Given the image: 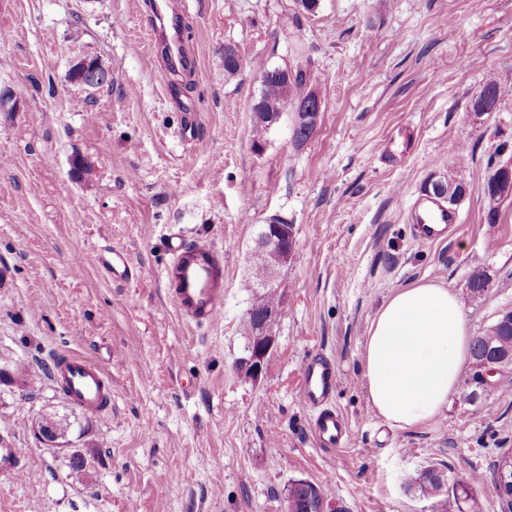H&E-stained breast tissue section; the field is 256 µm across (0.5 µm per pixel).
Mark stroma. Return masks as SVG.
<instances>
[{
  "instance_id": "1",
  "label": "stroma",
  "mask_w": 512,
  "mask_h": 512,
  "mask_svg": "<svg viewBox=\"0 0 512 512\" xmlns=\"http://www.w3.org/2000/svg\"><path fill=\"white\" fill-rule=\"evenodd\" d=\"M197 58L170 98L147 51L149 0H0V432L26 464L0 477V512H282L288 484L323 486L336 512H441L419 478L441 472L454 512H500L490 476L512 451V366L479 399L465 369L442 413L417 430L372 410L362 375L371 320L396 289H453L472 335L512 312V197L486 221L491 166H512V0H183ZM298 34L322 102L302 143L284 114L255 143L260 67L293 63ZM242 67L224 75V47ZM112 66L86 90L67 71L78 52ZM496 112L475 115L486 78ZM396 162H388V155ZM90 171L76 173V157ZM454 178L457 221L416 239L414 206ZM292 224L294 248L267 288L246 282L258 231ZM182 236L224 253L221 320H183L164 272ZM127 252L139 277L107 280L95 256ZM490 288L467 289L472 268ZM279 315L259 380L236 370L243 322L266 291ZM115 359H107V352ZM61 353L109 363L111 410L71 404L48 370ZM335 357L342 448L319 447L300 392L311 356ZM59 420L62 449L35 437ZM91 448L90 466L70 465Z\"/></svg>"
}]
</instances>
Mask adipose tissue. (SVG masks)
Wrapping results in <instances>:
<instances>
[{
    "label": "adipose tissue",
    "mask_w": 512,
    "mask_h": 512,
    "mask_svg": "<svg viewBox=\"0 0 512 512\" xmlns=\"http://www.w3.org/2000/svg\"><path fill=\"white\" fill-rule=\"evenodd\" d=\"M470 355L455 291L425 281L396 289L376 311L363 346L372 409L402 430L427 425L447 405Z\"/></svg>",
    "instance_id": "obj_1"
}]
</instances>
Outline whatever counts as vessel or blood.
<instances>
[{
    "label": "vessel or blood",
    "instance_id": "vessel-or-blood-1",
    "mask_svg": "<svg viewBox=\"0 0 512 512\" xmlns=\"http://www.w3.org/2000/svg\"><path fill=\"white\" fill-rule=\"evenodd\" d=\"M189 33L185 28L180 0H158L149 14L150 50L162 64L164 73L193 75L196 57L189 49ZM429 222H418L416 235L420 243L434 242L437 225H451L453 213L437 200L422 202ZM172 260L167 279L172 298L181 316L197 324H210L220 319L224 305V255L206 244L171 245ZM97 268L115 282H126L135 276L126 253L115 247L101 249L96 257ZM301 397L307 407L316 409L311 423L313 435L324 446L339 447L351 431L349 422L329 403L336 391L338 374L336 361L327 356L307 360L302 368ZM52 380L64 390L67 398L86 411H100L112 405V380L98 364L75 357H58L51 371ZM23 466L18 448L6 438H0V476L16 478Z\"/></svg>",
    "mask_w": 512,
    "mask_h": 512
}]
</instances>
